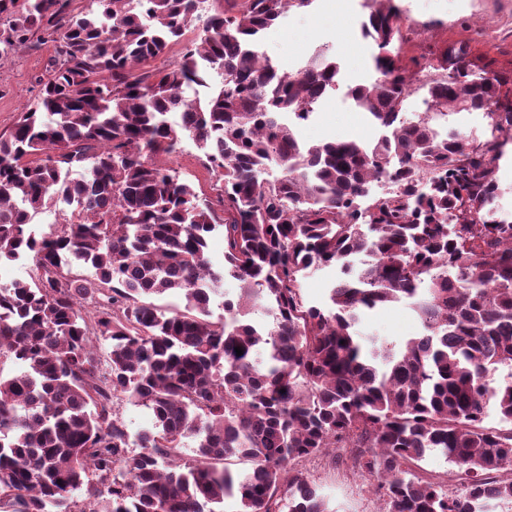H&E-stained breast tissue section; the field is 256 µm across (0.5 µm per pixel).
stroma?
<instances>
[{"instance_id": "stroma-1", "label": "stroma", "mask_w": 512, "mask_h": 512, "mask_svg": "<svg viewBox=\"0 0 512 512\" xmlns=\"http://www.w3.org/2000/svg\"><path fill=\"white\" fill-rule=\"evenodd\" d=\"M363 0H314L310 7L292 8L278 25L262 36L257 49L281 72L297 70L318 47H325L340 64L350 83L372 80L370 48L360 36ZM406 41L402 56L438 57L449 45L465 42L476 65L491 64L512 75V0H402ZM51 48L0 57V134L11 131L20 112L38 95L36 79L47 76ZM298 138L308 144L333 138L374 141L379 131L357 112L344 90L328 94L311 119L297 127ZM162 164L187 180L200 197L216 201L220 182L191 140L180 153L165 156ZM360 331L390 345H400L421 331L416 315L401 302L363 314ZM346 449L335 458H309L298 469L319 485L331 512H378L380 503L369 488L370 480L346 462Z\"/></svg>"}]
</instances>
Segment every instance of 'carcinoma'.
<instances>
[{
    "label": "carcinoma",
    "instance_id": "carcinoma-1",
    "mask_svg": "<svg viewBox=\"0 0 512 512\" xmlns=\"http://www.w3.org/2000/svg\"><path fill=\"white\" fill-rule=\"evenodd\" d=\"M76 2L0 0V57L53 49L36 102L0 135V262L35 269L0 283V512H225L228 498L236 512H330L292 464L333 448L374 478L380 512L512 503V222L496 207L512 78L487 79L463 42L408 67L401 0H364L376 78L348 97L383 133L305 145L295 123L340 65L319 53L281 73L257 42L313 0L207 15L205 0ZM196 21L200 42L147 68ZM419 89L425 111L405 120ZM462 111L484 114L481 135L438 131ZM185 138L220 174L222 224L157 161ZM271 164L281 176L259 180ZM379 179L388 191L369 195ZM60 204L72 217L37 236L33 214ZM219 229L215 269L205 248ZM330 266L344 278L329 304L307 301L302 278ZM166 295L184 306L155 304ZM402 299L420 335L396 350L359 334L364 312ZM258 304L272 327L247 320ZM120 401L150 426L131 433ZM491 410L510 428L484 425ZM431 453L471 477L463 495L418 480Z\"/></svg>",
    "mask_w": 512,
    "mask_h": 512
}]
</instances>
